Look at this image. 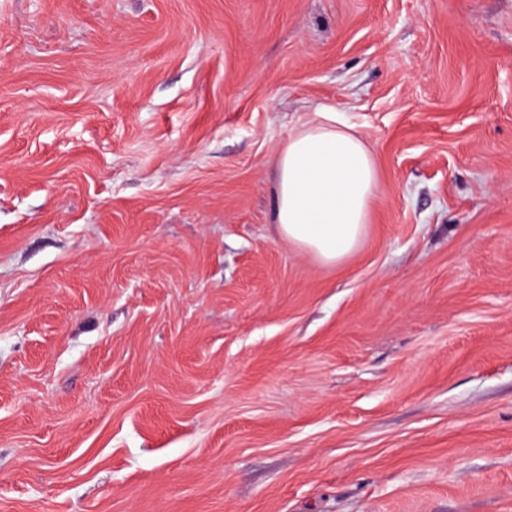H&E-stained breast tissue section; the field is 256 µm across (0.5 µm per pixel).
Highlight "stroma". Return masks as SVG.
<instances>
[{
  "instance_id": "1",
  "label": "stroma",
  "mask_w": 512,
  "mask_h": 512,
  "mask_svg": "<svg viewBox=\"0 0 512 512\" xmlns=\"http://www.w3.org/2000/svg\"><path fill=\"white\" fill-rule=\"evenodd\" d=\"M0 512H512V0H0ZM302 122L276 155L273 220L303 253L337 264L358 246L379 189L375 155L331 106Z\"/></svg>"
}]
</instances>
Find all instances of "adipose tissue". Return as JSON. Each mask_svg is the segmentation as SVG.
<instances>
[{
    "instance_id": "adipose-tissue-1",
    "label": "adipose tissue",
    "mask_w": 512,
    "mask_h": 512,
    "mask_svg": "<svg viewBox=\"0 0 512 512\" xmlns=\"http://www.w3.org/2000/svg\"><path fill=\"white\" fill-rule=\"evenodd\" d=\"M276 155L273 220L301 252L337 264L358 246L379 189L375 155L330 106L315 109Z\"/></svg>"
}]
</instances>
